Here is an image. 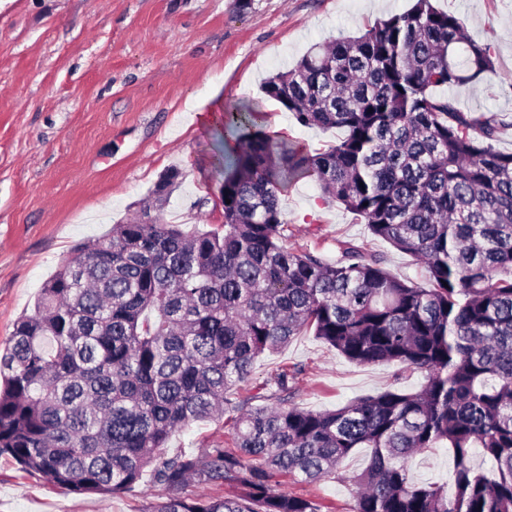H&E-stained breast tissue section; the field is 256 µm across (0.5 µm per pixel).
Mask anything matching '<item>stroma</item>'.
<instances>
[{
  "mask_svg": "<svg viewBox=\"0 0 512 512\" xmlns=\"http://www.w3.org/2000/svg\"><path fill=\"white\" fill-rule=\"evenodd\" d=\"M414 0H0V348L14 322L31 312L44 282L81 243L112 224L143 217L141 202L174 167L182 183L160 217L183 229L223 221L215 169L216 104L265 112L276 141L308 153L334 144L340 130L300 125L260 90L316 43L363 34ZM469 35L490 43L495 69L448 89L468 113L497 114L493 142L512 152V0H437ZM293 232L286 245L336 262L354 245L379 256L399 279L428 284L423 265L369 234L318 183L300 178L281 195ZM298 367L294 401L322 411L397 386L420 390L422 373L358 365L313 336L260 357L239 396L257 394L280 369ZM228 429L198 422L175 432L169 454L222 443ZM366 448L345 459L339 478L282 480V491L352 512L351 476ZM142 488L117 495L74 494L0 457V512H134Z\"/></svg>",
  "mask_w": 512,
  "mask_h": 512,
  "instance_id": "obj_1",
  "label": "stroma"
}]
</instances>
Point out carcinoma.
<instances>
[{
    "label": "carcinoma",
    "instance_id": "obj_1",
    "mask_svg": "<svg viewBox=\"0 0 512 512\" xmlns=\"http://www.w3.org/2000/svg\"><path fill=\"white\" fill-rule=\"evenodd\" d=\"M494 69L491 44L416 0L263 82L299 124L344 132L327 149L278 144L261 113L227 107L224 223L129 220L78 246L0 352V457L72 492L159 489L137 512H330L280 479L318 482L369 448L353 512H512V153L492 144L497 115L435 93ZM180 176L161 174L147 203ZM300 177L423 264L431 287L359 247L335 263L285 247L280 194ZM307 334L426 381L312 411L290 403L285 368L266 404L232 398L259 357ZM228 412L230 444L168 454L174 432ZM434 448L452 456L449 480L419 483L407 461ZM190 481L228 491L189 499Z\"/></svg>",
    "mask_w": 512,
    "mask_h": 512
}]
</instances>
